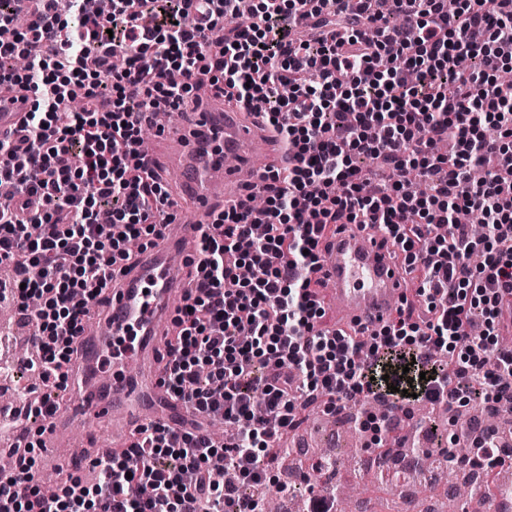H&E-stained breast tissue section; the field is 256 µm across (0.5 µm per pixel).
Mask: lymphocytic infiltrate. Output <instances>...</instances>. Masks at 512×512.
Here are the masks:
<instances>
[{
  "mask_svg": "<svg viewBox=\"0 0 512 512\" xmlns=\"http://www.w3.org/2000/svg\"><path fill=\"white\" fill-rule=\"evenodd\" d=\"M0 0V81L33 92L16 139L0 138V300L39 323L31 361L44 392L27 420L48 419L73 377L76 336L129 239L152 243L171 194L141 156L158 112L200 108L194 90L260 104L288 164L261 196L214 210L196 241L199 272L175 315L168 388L208 420L175 434L147 421L127 448L93 459L94 482H37L28 439L0 481V512H263L281 431L299 410L339 414L352 401L401 410L512 404V349L499 327L512 297V0ZM26 15L24 28L17 16ZM373 34L361 32L362 22ZM128 63L114 70L112 57ZM453 141L455 151L436 146ZM497 160L482 180L471 172ZM370 161L396 173L373 183ZM417 174L427 189L407 194ZM478 208L473 237L456 216ZM379 224L429 317L398 309L371 342L321 328L312 293L326 233Z\"/></svg>",
  "mask_w": 512,
  "mask_h": 512,
  "instance_id": "lymphocytic-infiltrate-1",
  "label": "lymphocytic infiltrate"
}]
</instances>
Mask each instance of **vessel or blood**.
<instances>
[{
    "label": "vessel or blood",
    "mask_w": 512,
    "mask_h": 512,
    "mask_svg": "<svg viewBox=\"0 0 512 512\" xmlns=\"http://www.w3.org/2000/svg\"><path fill=\"white\" fill-rule=\"evenodd\" d=\"M29 90L0 87V137L13 134L31 108ZM284 158L278 137L261 115L210 99L199 113L192 138L159 130L146 148L150 167L167 160L186 170L173 195L176 205L193 208L191 222L164 224L154 247L122 268L108 300L97 307L90 327L75 338L82 352L78 378L71 384L69 406L49 419L41 440L52 459L86 461L92 451L71 439L77 421L106 419L113 430L129 432L143 418L181 431L195 417L193 409L172 396L162 382L165 361L160 343L171 334L172 318L190 286L193 254L190 243L200 225L211 219L213 206L240 195L261 192L265 176ZM318 278L330 285L324 303L336 310V326L367 331L395 316L405 273L386 235L378 228L352 224L320 244ZM112 357V381L102 386L95 365ZM137 363L138 377L127 373Z\"/></svg>",
    "instance_id": "1"
}]
</instances>
